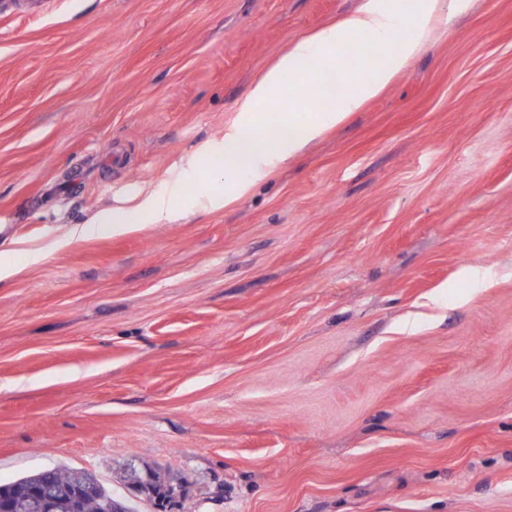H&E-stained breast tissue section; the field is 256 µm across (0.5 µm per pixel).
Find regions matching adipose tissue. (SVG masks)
<instances>
[{
    "label": "adipose tissue",
    "instance_id": "adipose-tissue-1",
    "mask_svg": "<svg viewBox=\"0 0 512 512\" xmlns=\"http://www.w3.org/2000/svg\"><path fill=\"white\" fill-rule=\"evenodd\" d=\"M467 0H363L358 12L294 42L277 63L259 77L238 103L240 118L224 133V146L208 167L223 178L224 189L212 194L217 204L243 195L268 167L304 151L324 132L376 97L428 43L438 20L462 12ZM361 35L377 49L375 61L349 64L337 48ZM314 85L316 98L308 112L282 114L276 134H269L266 113L286 83ZM180 214L169 196L143 194L132 208L99 212L77 225L86 238L109 229L120 232L138 224H166Z\"/></svg>",
    "mask_w": 512,
    "mask_h": 512
}]
</instances>
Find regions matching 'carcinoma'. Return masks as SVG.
Returning <instances> with one entry per match:
<instances>
[{
  "instance_id": "obj_1",
  "label": "carcinoma",
  "mask_w": 512,
  "mask_h": 512,
  "mask_svg": "<svg viewBox=\"0 0 512 512\" xmlns=\"http://www.w3.org/2000/svg\"><path fill=\"white\" fill-rule=\"evenodd\" d=\"M372 43L356 37L348 45V51L358 58H371ZM311 97L314 89L301 92L285 89L276 107L285 112L301 94ZM148 476V484L140 490L144 500L153 504L167 496L171 484L166 477L155 470L141 467ZM52 483L58 490L79 489V493L69 497L62 495L46 506L39 505L33 498V490L45 482ZM4 512H136V507L128 500L112 495L98 479L97 475L85 469L51 468L19 478L10 483L0 484V510Z\"/></svg>"
}]
</instances>
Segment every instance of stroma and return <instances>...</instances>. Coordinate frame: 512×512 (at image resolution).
<instances>
[{
	"instance_id": "obj_1",
	"label": "stroma",
	"mask_w": 512,
	"mask_h": 512,
	"mask_svg": "<svg viewBox=\"0 0 512 512\" xmlns=\"http://www.w3.org/2000/svg\"><path fill=\"white\" fill-rule=\"evenodd\" d=\"M361 3L0 0L1 482L512 512V0L231 204L199 189L251 84ZM140 189L182 216L73 237ZM140 470L148 476L147 486L139 491L140 495L144 496L143 500L155 505L156 500L159 501L162 498H166L168 491L172 489V484L168 483L167 478L157 471L144 466Z\"/></svg>"
}]
</instances>
